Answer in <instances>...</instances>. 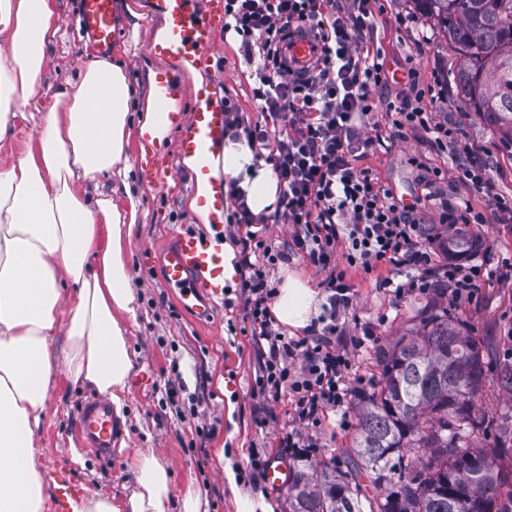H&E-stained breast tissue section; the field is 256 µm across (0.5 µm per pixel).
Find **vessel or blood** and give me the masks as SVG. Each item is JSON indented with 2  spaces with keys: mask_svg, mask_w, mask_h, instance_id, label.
Returning <instances> with one entry per match:
<instances>
[{
  "mask_svg": "<svg viewBox=\"0 0 512 512\" xmlns=\"http://www.w3.org/2000/svg\"><path fill=\"white\" fill-rule=\"evenodd\" d=\"M79 23L83 36L102 50H109L116 35V0H80ZM151 12L164 24L167 37L151 42L150 55L168 58L177 66L188 61L208 67L215 36L224 26V0H151ZM288 58L298 64L311 63L320 52L318 43L306 33L291 35L285 47ZM224 140V111L218 106L196 108L179 141V153L206 161ZM164 276L181 287V304L194 310L197 294L224 295V259L211 238L192 232L177 234L164 254ZM77 436L83 448L101 458H111L121 446L122 428L111 404L103 398L86 401L80 411ZM83 488L70 477L57 480L56 512H69L70 502L83 495Z\"/></svg>",
  "mask_w": 512,
  "mask_h": 512,
  "instance_id": "obj_1",
  "label": "vessel or blood"
}]
</instances>
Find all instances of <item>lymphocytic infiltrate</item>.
Segmentation results:
<instances>
[{"label": "lymphocytic infiltrate", "instance_id": "1", "mask_svg": "<svg viewBox=\"0 0 512 512\" xmlns=\"http://www.w3.org/2000/svg\"><path fill=\"white\" fill-rule=\"evenodd\" d=\"M225 30L241 36L245 55L255 63L252 96L260 114L246 123L234 105L224 108V129L245 134L255 156L272 166L281 194L273 217L253 215L243 194H235L237 227L243 230L241 264L246 274L241 292L247 302L251 336L267 353L255 383L271 397L289 392L299 418L319 427L340 410L349 395L350 354L336 346V321L352 304L350 285L338 263L370 274L387 269L381 281L393 295L426 293L448 285L459 306L478 294L490 273L480 265L450 263L436 268L430 248L435 228L423 227L357 161L381 142L356 123L375 111L373 89L383 88L378 56L359 49L357 40L369 27L371 0H224ZM313 32L320 59L310 75L288 65L283 47L292 29ZM426 91L411 84L403 97L387 102L395 129H420L440 150L451 149V174L436 169L426 177L429 197H437L446 179L466 184L489 197L490 211L467 203L444 201L441 222L463 231L490 224L512 213V199L498 193L490 165L456 127L431 123ZM288 225L290 239L275 248L265 237L268 222ZM298 256L325 270L326 296L321 314L305 337L294 339L274 329L270 311L275 289L268 281L277 261Z\"/></svg>", "mask_w": 512, "mask_h": 512}]
</instances>
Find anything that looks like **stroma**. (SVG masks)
Returning <instances> with one entry per match:
<instances>
[{
  "label": "stroma",
  "mask_w": 512,
  "mask_h": 512,
  "mask_svg": "<svg viewBox=\"0 0 512 512\" xmlns=\"http://www.w3.org/2000/svg\"><path fill=\"white\" fill-rule=\"evenodd\" d=\"M54 2L59 30L38 81L45 103L56 86L77 80L85 65L98 57L76 26L78 0ZM118 24L120 36L111 57L123 62L129 84L140 97L153 80L173 75L169 66L146 50L158 21L149 15L136 20L122 11ZM358 43L380 55L387 78L386 87L375 93L380 105L406 92L409 76H416L423 87L442 84L440 95L427 104L433 122L456 125L466 140L486 151L499 193L512 195V136L471 108L456 80L459 56L433 20L420 15L412 0H378L372 27ZM253 70L241 50L240 37L221 32L206 73L209 88L218 103L235 104L252 122L258 118L252 99ZM178 100L182 113L166 145L154 148L135 132L130 133L128 145L129 164L137 168L140 158L153 157L162 177L151 184L137 169L141 206L126 244L127 264L140 300L128 337L136 352L135 373L150 375L151 383L130 385L123 411L125 449L106 463L80 450L73 434L78 412L92 397V390L72 384L64 368L56 367L46 418L36 438L43 482L51 484L55 473H70L88 492L119 495L133 480L128 460L151 450L170 468L174 494L194 486L206 497L208 512H237V500L243 496L264 498L275 512H287L286 488H270L264 471L253 470L251 463L256 458L265 464L285 459L280 438L292 429L306 431L307 426L293 414L288 396L271 399L255 388L259 355L244 318L241 275L227 283L223 298L208 300L211 317L206 321L185 311L179 304V288L164 280L163 251L176 234L185 228L206 231L188 208L196 179L177 151L196 105L192 86L181 85ZM367 121L379 125L386 141L366 159V166L403 204L416 207L423 222L438 223L441 204L427 199L423 181L426 170L451 169L450 153L433 149L423 131H395L382 108ZM413 156L420 157L421 167L410 164ZM470 232L479 244L470 263L494 264L512 257L511 221L481 224ZM347 279L353 293V305L344 318L348 339L359 337L364 327L374 329L373 340L350 350L361 377L353 385L357 394L380 382L375 354L412 325L428 297L409 292L392 296L380 289L375 274L355 268L349 269ZM450 315L464 322L470 336L492 343L497 358L512 356V282L490 277L473 304L451 310ZM169 383L176 389L171 398L165 394ZM317 437V447L308 451L314 461L341 464L347 460L356 437L353 398L337 412L335 425L319 429ZM228 469L235 475L234 482L224 476Z\"/></svg>",
  "instance_id": "stroma-1"
}]
</instances>
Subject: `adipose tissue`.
Returning a JSON list of instances; mask_svg holds the SVG:
<instances>
[{
    "label": "adipose tissue",
    "instance_id": "ef3b65f1",
    "mask_svg": "<svg viewBox=\"0 0 512 512\" xmlns=\"http://www.w3.org/2000/svg\"><path fill=\"white\" fill-rule=\"evenodd\" d=\"M58 31L53 0H0V141L36 97V83ZM38 110L36 152L0 167V512H44L35 435L54 385L52 345L65 336L62 361L70 382L92 388L115 410L126 404L135 354L127 323L140 307L123 249L138 217L128 162L129 125L164 145L179 110L158 108L155 93L130 117L131 89L122 65L91 61L79 83L55 89ZM107 175L121 182L123 202L86 195L82 181ZM236 180L252 214L280 207L272 167L256 158L247 139H225L189 200L196 221L210 223L199 197L220 179ZM74 287L67 320H60L61 283ZM318 307L315 291L286 273L271 308L291 330L307 327ZM134 483L122 495H91L74 512H207L193 487L173 498L165 462L154 453L133 457Z\"/></svg>",
    "mask_w": 512,
    "mask_h": 512
}]
</instances>
